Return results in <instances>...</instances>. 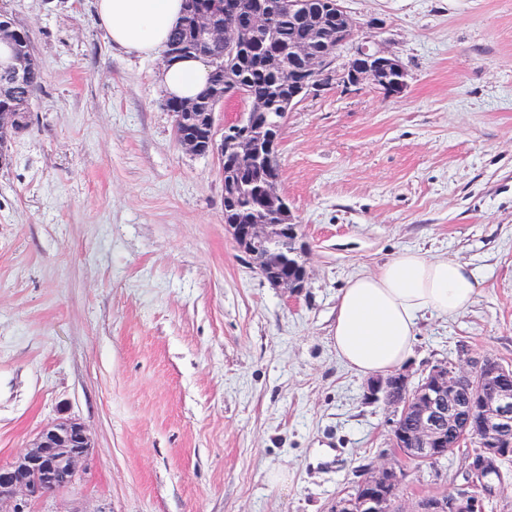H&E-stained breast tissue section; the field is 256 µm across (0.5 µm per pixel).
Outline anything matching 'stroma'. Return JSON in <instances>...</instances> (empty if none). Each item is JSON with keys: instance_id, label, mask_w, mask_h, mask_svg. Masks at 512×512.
<instances>
[{"instance_id": "35a3bbf8", "label": "stroma", "mask_w": 512, "mask_h": 512, "mask_svg": "<svg viewBox=\"0 0 512 512\" xmlns=\"http://www.w3.org/2000/svg\"><path fill=\"white\" fill-rule=\"evenodd\" d=\"M345 5L408 87L288 113L292 296L225 228L216 158L177 143L161 57L114 49L94 0H0L46 77L0 166V462L64 414L93 443L85 482L36 512H330L394 455L390 408L333 348L337 298L407 248L481 288L421 321L406 370L512 365V0ZM465 457L405 464L401 501L466 489Z\"/></svg>"}]
</instances>
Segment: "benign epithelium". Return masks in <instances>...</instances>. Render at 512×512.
Returning <instances> with one entry per match:
<instances>
[{"instance_id":"obj_1","label":"benign epithelium","mask_w":512,"mask_h":512,"mask_svg":"<svg viewBox=\"0 0 512 512\" xmlns=\"http://www.w3.org/2000/svg\"><path fill=\"white\" fill-rule=\"evenodd\" d=\"M239 8V0H225L224 17L219 23L213 9L202 7L195 14L194 32L207 42L221 45L229 52L243 41V30L231 20ZM327 9L335 14L333 38L299 43L291 49L288 61V82L294 94L282 104L286 112L309 97L338 85L346 89L364 83L372 85L387 99L401 97L407 88V71L399 58L382 48H372L356 41L362 23L347 10L344 0H329ZM14 21L0 13V88L24 84L33 48L19 51L3 33ZM249 31L255 39L269 44L278 40L277 29L267 5L253 10ZM350 48V58L340 69L331 62L332 55ZM227 100L245 103L244 111L224 124L222 132H214L204 143L182 134L180 146L197 154L207 152L218 160L231 155L268 172L266 198L279 206L280 223L268 224L260 218L251 224H228L226 228L238 247L260 271L271 259L270 246L279 241L301 252L298 225L292 223L291 210L278 191L280 175L274 167L282 128L277 125L257 126L253 121L255 105L242 90L225 94ZM20 120L14 109L0 107V136L11 134ZM299 275L274 276L267 281L276 288L296 294L305 287L306 265L296 262ZM508 368L492 360L468 361L453 368L439 363L430 368L418 382L409 374L396 370L367 383V395L381 399L393 408L395 418L410 414L413 426L408 431L393 428L392 445L397 458L373 467L362 480L370 492L364 496L338 498L333 512H474L473 493H446L424 498L411 508L398 504V488L404 480L402 462H424L435 465L448 457V434L461 440L477 439L481 448L468 456L469 482L485 480L487 468L496 460L512 455V389L489 391L483 384ZM93 445L86 426L75 417H62L39 428L32 442L11 461L0 464V512H34L35 505L45 498L67 492L86 479Z\"/></svg>"}]
</instances>
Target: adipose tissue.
<instances>
[{
	"label": "adipose tissue",
	"instance_id": "obj_1",
	"mask_svg": "<svg viewBox=\"0 0 512 512\" xmlns=\"http://www.w3.org/2000/svg\"><path fill=\"white\" fill-rule=\"evenodd\" d=\"M183 13V0H96L98 22L113 47L144 57L164 52ZM156 81L168 95L193 98L206 88L209 69L202 59L183 58L163 65ZM479 288L468 263L401 251L342 288L332 336L336 352L358 375L396 369L412 355L424 316L466 311Z\"/></svg>",
	"mask_w": 512,
	"mask_h": 512
}]
</instances>
